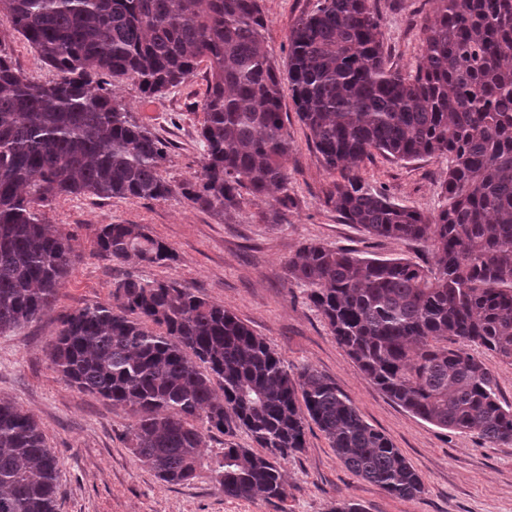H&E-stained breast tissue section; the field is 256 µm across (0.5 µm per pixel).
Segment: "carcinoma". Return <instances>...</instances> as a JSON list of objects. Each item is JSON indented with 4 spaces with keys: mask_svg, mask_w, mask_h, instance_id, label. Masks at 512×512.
<instances>
[{
    "mask_svg": "<svg viewBox=\"0 0 512 512\" xmlns=\"http://www.w3.org/2000/svg\"><path fill=\"white\" fill-rule=\"evenodd\" d=\"M0 18L59 73L29 78L0 52V334L51 309L75 254L44 224L61 196L165 200L163 143L107 87L130 79L163 94L205 61L201 170L192 203L233 217L243 194L288 210L293 140L281 76L260 45V0H0ZM425 62L388 67L371 0H318L291 28L288 83L326 168L327 202L380 238L429 242L433 263L300 247L288 277L324 316L365 377L420 419L512 443V404L495 376L455 346L512 365V0H434ZM400 161L446 156L444 204L427 217L357 174L372 151ZM100 252L162 266L175 260L142 224H103ZM50 362L81 391L127 409L139 461L167 484L209 469L224 496L282 501L276 459L301 452L306 422L355 476L413 500L420 475L312 367L292 369L224 306L176 282L128 277L112 302L60 318ZM257 445L205 459L231 426ZM58 460L36 421L0 399V512H56Z\"/></svg>",
    "mask_w": 512,
    "mask_h": 512,
    "instance_id": "obj_1",
    "label": "carcinoma"
}]
</instances>
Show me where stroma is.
Returning a JSON list of instances; mask_svg holds the SVG:
<instances>
[{
  "instance_id": "stroma-1",
  "label": "stroma",
  "mask_w": 512,
  "mask_h": 512,
  "mask_svg": "<svg viewBox=\"0 0 512 512\" xmlns=\"http://www.w3.org/2000/svg\"><path fill=\"white\" fill-rule=\"evenodd\" d=\"M381 18L385 53L392 69L410 72L422 61L424 25L432 0H372ZM266 19L263 47L278 69L288 66V35L316 0H260ZM0 49L31 79L57 78L27 41L0 21ZM209 68L200 63L178 87L158 96L143 94L130 80L112 92L134 121L167 147L163 177L173 195L160 201L66 196L45 208L43 221L67 238L78 254L57 290L52 309L21 330L0 334V399L16 403L43 431L59 460L56 512H332L357 502L366 512H512V444L495 445L474 433H459L406 411L373 385L336 341L326 320L288 278L286 264L308 243L342 247L372 258L432 261L426 243L371 236L344 223L327 202L335 176L308 140L290 88L282 90L293 150L288 160L292 203L279 224L265 220L269 199L245 196L234 220L184 198L179 186L201 165L200 128ZM444 156L399 161L372 152L360 177L396 202L423 214L442 204L448 177ZM104 224H143L169 244L176 259L148 265L137 256L114 260L99 252ZM165 279L224 305L261 336L289 365H308L334 381L360 416L383 432L421 476L424 491L403 500L352 475L316 425L306 430L302 453L280 460L284 500L225 497L213 474L202 470L184 485H169L136 457L130 441L132 416L124 409L69 384L50 366L61 315L112 300L116 281Z\"/></svg>"
}]
</instances>
